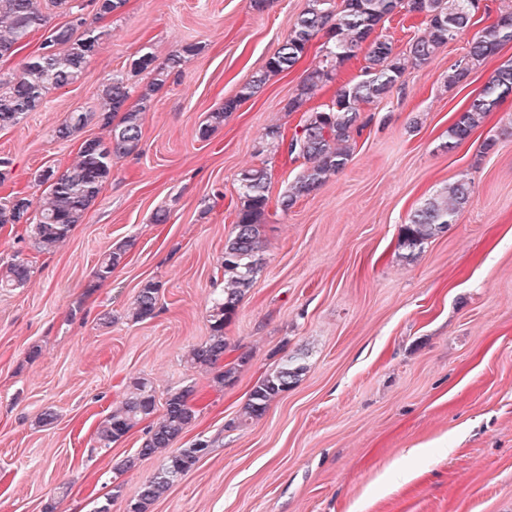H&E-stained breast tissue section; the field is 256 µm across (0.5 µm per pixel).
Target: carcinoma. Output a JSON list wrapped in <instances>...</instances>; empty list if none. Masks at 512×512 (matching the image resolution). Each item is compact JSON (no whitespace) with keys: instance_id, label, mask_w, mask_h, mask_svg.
<instances>
[{"instance_id":"cac0c4a2","label":"carcinoma","mask_w":512,"mask_h":512,"mask_svg":"<svg viewBox=\"0 0 512 512\" xmlns=\"http://www.w3.org/2000/svg\"><path fill=\"white\" fill-rule=\"evenodd\" d=\"M99 19L110 18L126 6L127 0H89ZM49 6L66 17V21L48 26L43 0H0V56L11 55L23 45L31 33L44 30V51L32 55L20 73L0 74V129L17 124L34 111L52 88L74 83L82 74L91 49L99 46L103 33L86 29L84 5L74 0H49ZM405 11L424 13L426 32L409 43L407 59L393 50L388 39L368 42L377 27L392 15ZM474 0H308L307 8L298 17L288 37L269 58L266 69L239 94L224 101V107L209 114L199 135L206 138L224 123L225 114L253 96L270 76L292 70L306 53L310 41L327 30L328 41L323 46V59L300 82L297 93L289 102L291 112H298L317 88L333 80L337 69L355 57L364 43H369L366 65L361 78L339 86L333 104L325 109H313L302 119L290 139L281 128L272 127L267 138L280 145L288 143V153L306 161L296 182L280 199L282 210L294 206L297 199L320 189L328 175L342 171L352 155L353 133L359 129L361 105L385 96L402 81L407 65H427L436 51L454 40L467 28L475 16ZM512 41V9L502 11L485 26L470 43L466 54L448 70L446 82L455 85L464 81L471 71L487 58L498 53ZM195 51L191 45L184 53H175L159 62L150 53L132 60L136 72L149 70L155 82L141 94L146 102L152 92L162 86L165 77L179 68L183 54ZM512 94V63L500 66L482 91L475 96L448 128V151L455 150L469 138L488 113ZM100 112H71L55 130L56 137L67 140L82 130L92 116L109 129L106 139L88 138L81 144L76 163L61 173L51 168L35 174V181L45 186L44 196L33 201L22 192L0 197V226L24 224L33 248L51 252L60 247L72 229L82 223L95 203L105 183L112 179V158L133 153L142 137L141 110L129 107V87L121 76L111 77L99 93ZM270 174L265 167H252L240 173V204L234 230L224 243L220 270L224 290L209 310L210 336L190 350L186 363L193 368L214 371L212 383L224 386L240 367L250 361L243 352L235 361L224 363L228 342L224 328L260 270V253L264 248L261 220L269 203ZM470 183L460 179L427 200L410 216L404 228L403 246L411 251L434 238L452 223L468 202ZM123 251L106 253L94 272L97 281L112 277L120 265ZM31 277L29 261L19 256L0 265V288H21ZM160 285L144 282L134 297L130 313L132 320L143 322L156 315ZM302 364H283L264 374L252 388L239 416L238 425L246 426L261 418L270 403L290 389L304 371ZM164 411L147 432L137 453L121 460L114 470L118 474L134 469L144 458L163 455L157 474L139 488L129 500L126 512H150L151 506L165 496L172 484L190 471L204 456L210 443L197 439L188 448L172 449V445L196 422L200 410L194 385L174 387L167 391ZM157 410L155 390L141 377L126 384L124 398L99 422L97 443L110 448L140 422Z\"/></svg>"}]
</instances>
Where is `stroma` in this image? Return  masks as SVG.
I'll list each match as a JSON object with an SVG mask.
<instances>
[{"label":"stroma","mask_w":512,"mask_h":512,"mask_svg":"<svg viewBox=\"0 0 512 512\" xmlns=\"http://www.w3.org/2000/svg\"><path fill=\"white\" fill-rule=\"evenodd\" d=\"M485 5L429 64L363 105L345 169L287 211L279 198L304 161L265 131L299 124L288 103L320 63L325 34L208 139L199 129L263 71L307 0L261 10L252 0H128L94 22L103 39L81 78L0 130L10 171L0 197L39 198L37 171L65 170L83 140L107 137L94 121L64 141L55 130L69 112L97 111L110 76L126 79L134 107L154 75L134 72L133 59L195 51L152 95L137 150L113 159L111 180L60 248L36 252L24 225L0 227V263L20 256L32 268L25 287L0 290V512H124L163 459L115 474L148 425L109 448L96 428L136 376L160 400L195 384L200 414L178 445L210 443L152 512H512V96L445 147L458 114L512 60L509 43L462 83L446 82L512 0ZM258 166L271 174L261 270L224 330L251 361L218 388L185 357L210 334L239 175ZM462 178L471 194L455 223L403 249L411 213ZM159 210L167 223H153ZM119 247L111 278L94 283L103 253ZM148 280L161 286L156 315L136 323L128 311ZM289 360L304 374L239 426L258 379Z\"/></svg>","instance_id":"1"}]
</instances>
